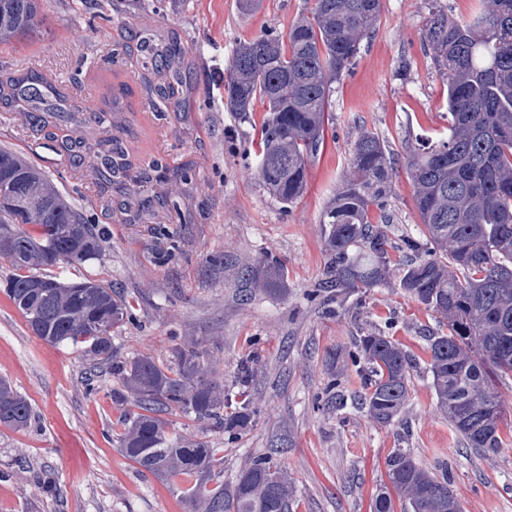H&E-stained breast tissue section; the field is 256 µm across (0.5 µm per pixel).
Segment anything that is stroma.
<instances>
[{
  "instance_id": "35a3bbf8",
  "label": "stroma",
  "mask_w": 512,
  "mask_h": 512,
  "mask_svg": "<svg viewBox=\"0 0 512 512\" xmlns=\"http://www.w3.org/2000/svg\"><path fill=\"white\" fill-rule=\"evenodd\" d=\"M471 2L382 0L354 69L333 85L325 146L290 205L270 196L255 173L253 141L265 108L256 105L246 118L227 112L224 72L236 43L270 30L287 34L313 0H258L249 12L239 0H100L92 12L80 0H47L43 38L0 45V63L35 68L64 88L66 111L97 112L124 93L135 115V163H167V177L137 197L169 196V208L130 210L120 188L106 206L23 110L0 111V146L53 179L102 240L97 259L49 272L117 288L128 311L112 331L119 360L166 363L177 345L193 343L216 362L233 395L240 362L253 359L248 430L232 437L175 409L163 415L170 432L223 449L224 484L279 440L297 512H373L387 455L408 448L424 467L447 474L463 512H512V379L496 387L507 425L489 457L454 434L422 365L402 421L374 423L353 407L365 391L350 360L357 336L376 331L418 353L424 335L442 325L395 275L342 310L311 295L331 265L321 216L357 135L375 132L401 157L447 126V87L421 30L431 7L461 19ZM98 28L111 31L110 43L94 38ZM148 43L179 61L176 103L156 94L169 76L146 64ZM387 212L393 240L420 237L404 170L393 178ZM268 264L284 267L283 291L250 290L247 271ZM12 273L0 259V377L27 399L32 416L22 429L0 426V512H189L176 486L139 472L113 441L122 408L112 400L110 369L91 368L77 348L35 336L4 292Z\"/></svg>"
}]
</instances>
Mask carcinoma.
I'll list each match as a JSON object with an SVG mask.
<instances>
[{"label":"carcinoma","mask_w":512,"mask_h":512,"mask_svg":"<svg viewBox=\"0 0 512 512\" xmlns=\"http://www.w3.org/2000/svg\"><path fill=\"white\" fill-rule=\"evenodd\" d=\"M45 0H0V44H27L45 27ZM381 0H314L310 14L293 21L282 37L266 32L234 48L225 69L224 108L246 118L265 106L256 154L264 189L283 204L303 194L309 163L324 144L325 112L332 84L355 64L361 43L375 29ZM421 38L447 85L448 126L437 140L406 151L405 169L424 240L398 244L388 234L385 206L396 169L383 140L366 131L355 139L348 170L322 216L329 277L316 292L338 308L386 283L390 251L399 259V287L442 320L448 332L427 337V371L439 410L466 446L484 456L502 445L504 408L495 382L512 378V0H473L469 17L430 12ZM25 89L51 94V82L30 69L0 70V99ZM27 119L45 128L75 123L92 140L90 185L103 196L114 186L134 187L162 177L160 160L136 167L129 121L122 112H93L76 119L30 103ZM108 124L111 134L99 135ZM379 210L374 215L373 210ZM0 224H15L16 255H3L15 273L5 292L32 332L54 345H76L95 365H107L119 386L112 399L134 409L122 416L116 436L123 456L138 470L172 484L191 512H296L278 449L253 457L229 484H208L224 471L222 449L170 434L158 414L177 408L228 435L252 422L249 397L224 403L217 366L194 345H181L166 364L142 356L120 361L112 329L125 318L123 299L91 280L62 281L44 273L54 266L41 245L60 238L62 260L97 258L101 239L53 181L14 151L0 147ZM278 264L252 278L268 291L284 282ZM352 364L366 393L361 406L386 426L402 417L415 359L403 344L375 332L358 337ZM29 402L0 380V425L22 428ZM388 485L374 512H462L448 478L418 464L409 448L386 459Z\"/></svg>","instance_id":"1"}]
</instances>
